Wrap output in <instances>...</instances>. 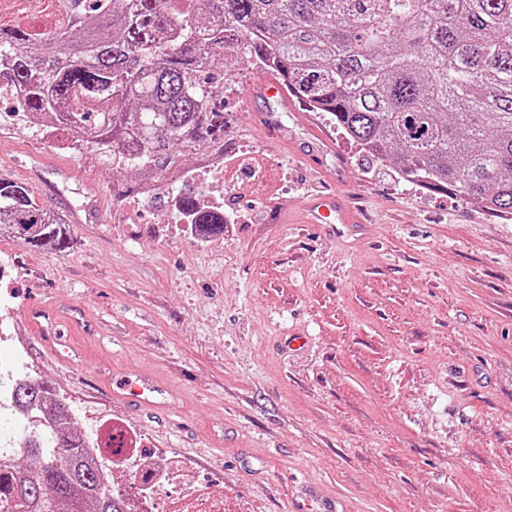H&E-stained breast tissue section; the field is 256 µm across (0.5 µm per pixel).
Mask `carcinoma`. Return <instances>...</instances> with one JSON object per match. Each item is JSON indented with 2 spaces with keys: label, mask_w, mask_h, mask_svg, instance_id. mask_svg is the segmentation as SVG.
I'll use <instances>...</instances> for the list:
<instances>
[{
  "label": "carcinoma",
  "mask_w": 512,
  "mask_h": 512,
  "mask_svg": "<svg viewBox=\"0 0 512 512\" xmlns=\"http://www.w3.org/2000/svg\"><path fill=\"white\" fill-rule=\"evenodd\" d=\"M52 35L0 24V75L24 88L31 120L67 130L119 171L163 174L197 145L224 148L218 61L244 54L400 177L512 215V0H62ZM210 237L224 225L190 197ZM65 220L0 179V229L68 247ZM24 426L0 456L11 512H130L69 430V407L41 382L0 377ZM37 466L21 471L20 458Z\"/></svg>",
  "instance_id": "1"
}]
</instances>
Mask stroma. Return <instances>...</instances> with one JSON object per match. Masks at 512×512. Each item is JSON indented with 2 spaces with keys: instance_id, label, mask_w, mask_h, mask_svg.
<instances>
[{
  "instance_id": "35a3bbf8",
  "label": "stroma",
  "mask_w": 512,
  "mask_h": 512,
  "mask_svg": "<svg viewBox=\"0 0 512 512\" xmlns=\"http://www.w3.org/2000/svg\"><path fill=\"white\" fill-rule=\"evenodd\" d=\"M224 69V155L264 177L225 191L235 220L216 238L0 99V177L70 238L0 236V365L66 399L85 435L111 418L142 452L189 459L224 512H512V217L403 181L297 100L267 127L258 74ZM324 189L354 223H293ZM49 305L80 321L65 359L33 329ZM137 373L167 400L114 396Z\"/></svg>"
}]
</instances>
